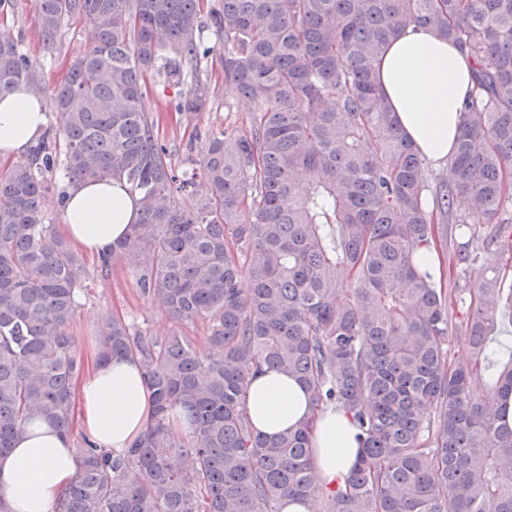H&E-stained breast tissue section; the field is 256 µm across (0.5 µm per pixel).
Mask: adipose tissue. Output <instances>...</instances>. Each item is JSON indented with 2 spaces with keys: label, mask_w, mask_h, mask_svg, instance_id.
Masks as SVG:
<instances>
[{
  "label": "adipose tissue",
  "mask_w": 512,
  "mask_h": 512,
  "mask_svg": "<svg viewBox=\"0 0 512 512\" xmlns=\"http://www.w3.org/2000/svg\"><path fill=\"white\" fill-rule=\"evenodd\" d=\"M471 71L466 54L430 28L414 25L378 59L380 93L399 132L434 165H447L453 154L463 104L472 90ZM50 107L48 99L22 87L0 92V162L30 152L44 134ZM59 208L71 247L94 257L108 253L139 218L135 197L116 180L69 185ZM74 397L82 434L104 450L124 453L148 429L152 392L135 359L92 362ZM243 403L254 428L268 436L312 422V463L323 488L344 484L361 451L359 430L346 410L313 411L309 392L293 377L267 367L253 377ZM79 463L68 437L47 422L34 421L0 456V495L10 512H55Z\"/></svg>",
  "instance_id": "1"
}]
</instances>
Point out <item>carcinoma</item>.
I'll return each instance as SVG.
<instances>
[{
  "instance_id": "obj_1",
  "label": "carcinoma",
  "mask_w": 512,
  "mask_h": 512,
  "mask_svg": "<svg viewBox=\"0 0 512 512\" xmlns=\"http://www.w3.org/2000/svg\"><path fill=\"white\" fill-rule=\"evenodd\" d=\"M199 2L35 0L45 42L74 16L96 38L55 89L57 123L0 171V456L33 420L74 436L85 362L70 328L92 273L41 209L61 169L69 184L112 178L139 197L140 220L95 270L127 261L178 329L159 340L100 318L97 358L139 360L151 422L119 455L76 439L81 464L56 512H281L320 493L310 424L270 438L250 423L243 397L264 366L361 432L326 512H512V429L490 409L512 394V359L489 348L512 306L500 288L512 270V0H215L224 85L250 102L248 125L208 134L179 172L146 77L186 87L174 106L186 122L205 108L200 65L213 47ZM409 25L473 61L474 94L431 200L426 159L377 89L378 56ZM37 67L0 36V91L41 92ZM450 222L467 241L449 257L447 290L416 258L445 245ZM482 262L477 284L460 282ZM460 310L465 354L451 359ZM199 321L203 349L182 331ZM481 373L492 376L482 389ZM175 407L184 436L169 427Z\"/></svg>"
}]
</instances>
